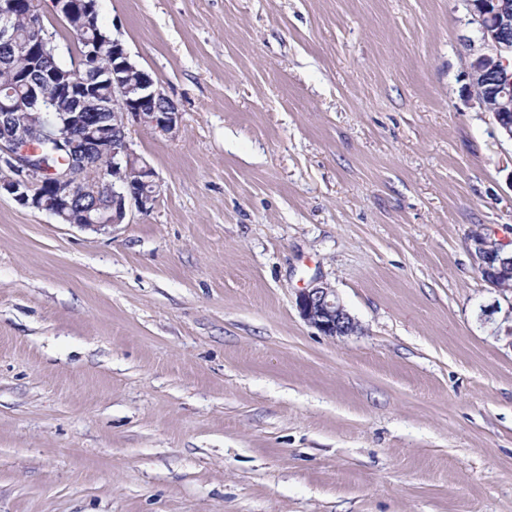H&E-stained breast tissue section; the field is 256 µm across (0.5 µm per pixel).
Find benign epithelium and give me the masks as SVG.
Masks as SVG:
<instances>
[{"label":"benign epithelium","instance_id":"7a95c632","mask_svg":"<svg viewBox=\"0 0 512 512\" xmlns=\"http://www.w3.org/2000/svg\"><path fill=\"white\" fill-rule=\"evenodd\" d=\"M474 36L465 39L470 62L466 71L468 104L491 112L512 140V0H462ZM52 10L78 29L97 14L96 0H84L77 11L72 0H51ZM13 0H0V43L14 38ZM60 51L46 26L19 49L38 68L37 84L27 102L26 122L17 125L0 108V193L23 207L45 211L61 224L106 231L124 224L131 208L147 213L161 185L150 163L132 147L130 123L162 136L176 134L180 112L115 36L83 43L67 77L44 66L42 59ZM112 57V70L100 60ZM107 93L98 95V78ZM58 145L69 155V166L45 177L28 156L35 140ZM82 186L78 194L55 189L58 184ZM477 271L489 287L501 291L512 280V251L506 241L487 233L470 240ZM301 318L321 335L335 338L357 332L358 324L330 283L314 280L296 297Z\"/></svg>","mask_w":512,"mask_h":512}]
</instances>
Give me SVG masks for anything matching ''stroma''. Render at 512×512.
Masks as SVG:
<instances>
[{
  "label": "stroma",
  "mask_w": 512,
  "mask_h": 512,
  "mask_svg": "<svg viewBox=\"0 0 512 512\" xmlns=\"http://www.w3.org/2000/svg\"><path fill=\"white\" fill-rule=\"evenodd\" d=\"M176 103L108 232L0 196V512H512V141L461 0H98ZM331 283L356 334L295 305ZM506 246V241L497 238L495 234L487 233H481L479 237L470 239L469 243V249L475 258L477 271L482 280L490 288L495 289L504 300H510V304L508 303V308L498 324V329L501 330L502 325L506 324L503 327L504 332L512 338V301L511 298L507 299L500 288L502 282L512 280V251L509 252L505 248ZM484 259L489 261L488 266L485 265ZM490 265L493 267L491 268Z\"/></svg>",
  "instance_id": "obj_1"
}]
</instances>
